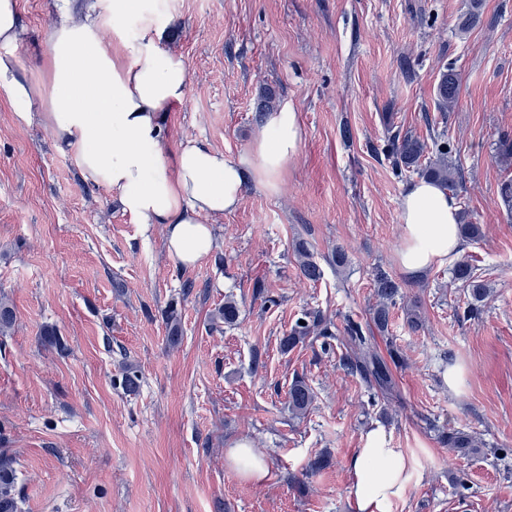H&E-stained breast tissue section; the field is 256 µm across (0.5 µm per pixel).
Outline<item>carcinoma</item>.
<instances>
[{
	"label": "carcinoma",
	"mask_w": 512,
	"mask_h": 512,
	"mask_svg": "<svg viewBox=\"0 0 512 512\" xmlns=\"http://www.w3.org/2000/svg\"><path fill=\"white\" fill-rule=\"evenodd\" d=\"M459 84L456 74L449 69L440 74L436 96L439 106L446 110L458 101ZM435 156L425 160L427 145L412 135L394 137L391 142L392 151L398 156L404 170L416 173L422 177L433 180L454 192L459 185L458 172L455 166L448 161V143L436 142ZM299 268L302 277L308 281H316L321 277L322 270L313 259L309 249L301 245L297 249ZM453 280L466 290L470 297L466 315H473L478 310V304L488 296L485 283L480 280L478 268L467 260H459L452 268ZM374 293L378 304L371 312L370 320L360 323L350 317L345 320L344 342L346 353L342 358L343 365L353 373H357L381 396L392 394L395 383L388 363H400L398 348L391 344L388 348L390 361H385L370 347L371 327L380 332L385 331L389 323L390 309L396 306L397 301L403 298L401 287L393 277L381 268L374 273ZM239 308L232 298L224 300V306L217 309L213 316L216 323L232 325L237 321ZM305 324H295L290 331L280 339V348L283 351L294 349L311 335L324 341L336 339L331 330V322L325 320L318 312L305 316ZM313 402V392L303 379H296L288 389V409L296 416L307 413ZM442 443L453 450L458 456H468L476 450L477 440L474 436L454 429L448 430L441 436ZM17 471L15 459L12 455L0 453V512H20L18 498L16 497Z\"/></svg>",
	"instance_id": "1"
}]
</instances>
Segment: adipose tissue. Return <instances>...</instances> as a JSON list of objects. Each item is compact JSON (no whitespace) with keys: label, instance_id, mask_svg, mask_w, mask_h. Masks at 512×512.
<instances>
[{"label":"adipose tissue","instance_id":"1","mask_svg":"<svg viewBox=\"0 0 512 512\" xmlns=\"http://www.w3.org/2000/svg\"><path fill=\"white\" fill-rule=\"evenodd\" d=\"M147 2L95 0L86 14L49 26L46 81L37 88L17 71L18 0H0V93L20 120L48 128L75 156L84 182L106 189L135 223L165 225L170 256L192 267L216 247L213 219L233 210L248 186L277 190L303 130L286 105L263 114V136L238 159L196 140L165 153L164 123L184 102L188 76L182 57L164 47V28ZM131 15L139 24L130 33L122 23ZM107 23L108 40L100 35ZM400 222L397 260L408 275L421 276L462 246L458 203L434 181L408 186ZM349 470L355 512H393L410 482L398 448L358 449Z\"/></svg>","mask_w":512,"mask_h":512}]
</instances>
